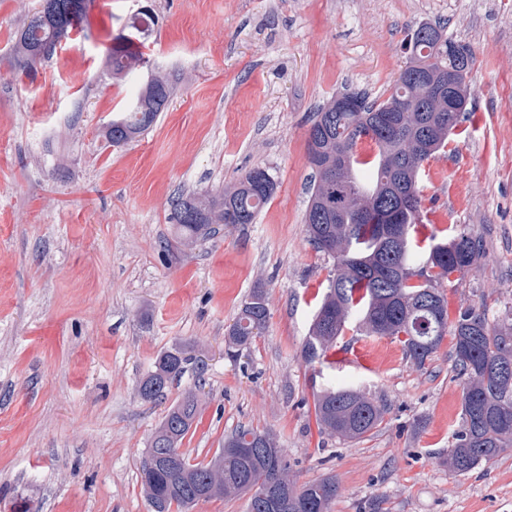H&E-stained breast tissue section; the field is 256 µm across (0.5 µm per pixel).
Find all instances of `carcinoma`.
<instances>
[{
  "instance_id": "obj_1",
  "label": "carcinoma",
  "mask_w": 512,
  "mask_h": 512,
  "mask_svg": "<svg viewBox=\"0 0 512 512\" xmlns=\"http://www.w3.org/2000/svg\"><path fill=\"white\" fill-rule=\"evenodd\" d=\"M15 36L13 51L18 68L29 73L50 57L70 33L83 29L88 0H44ZM154 17L139 13L113 37L108 60L112 73L125 76L147 64L143 49ZM410 55L401 76L382 102L359 94V111L338 112L328 101L315 113L308 130V160L314 179L307 200L305 224L309 241L336 261L328 289L318 307L301 354L312 365L336 344L349 320L356 316L369 336L401 341L404 353L417 366H425L445 336L454 340V367L464 378L462 427L448 449V465L469 472L512 450V318L493 327L485 314L467 308L448 320V301L438 283L454 273L464 274L481 256L479 243L461 232L429 249L423 267L435 270L424 281L414 280L418 256L413 252L412 230L419 223L422 195L419 188L424 162L441 150L469 112V101L448 111V101L436 98L427 83L405 82L404 74L427 70L452 72L459 53H475L468 45L444 36L443 27L423 23L410 38ZM173 87L165 76H153L137 98L112 119L104 136L114 146L143 134L167 108ZM374 141L376 164L369 181H363L356 155L358 142ZM349 154L348 169L336 173V152ZM266 186L254 185L247 172L235 185L215 193L182 194L173 202L170 222L177 226L183 246L214 235L220 224H252L262 206L275 193L276 183L265 174ZM412 196L416 207L402 214L399 235H388L385 216ZM269 316L264 289L254 288L226 339L227 354L251 343L266 328ZM192 360L183 347L157 356L154 369L141 383L146 400L162 396ZM193 392L170 407L152 437L147 454L178 450L172 467L149 466L143 461L141 482L148 499H158L164 512L172 505L188 509L197 495L209 497L250 494L248 512H274L260 497L269 485L288 512H329L339 493L334 476L297 486L290 465L274 436L240 427L224 438V447L208 463L192 464L180 446L198 415ZM320 428L331 437L360 440L384 420L385 407L353 387L323 388L314 397Z\"/></svg>"
}]
</instances>
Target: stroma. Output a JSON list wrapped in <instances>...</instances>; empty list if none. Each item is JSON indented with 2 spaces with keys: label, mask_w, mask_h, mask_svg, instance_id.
Returning <instances> with one entry per match:
<instances>
[{
  "label": "stroma",
  "mask_w": 512,
  "mask_h": 512,
  "mask_svg": "<svg viewBox=\"0 0 512 512\" xmlns=\"http://www.w3.org/2000/svg\"><path fill=\"white\" fill-rule=\"evenodd\" d=\"M92 0L82 32L33 73L13 38L41 0H0V512H153L140 478L152 435L186 392L181 448L208 462L240 427L275 435L297 483L335 476L330 512H512V453L460 474L446 463L463 379L445 338L425 367L350 322L327 362L301 356L333 258L304 224L315 112L345 92L384 100L408 34L444 26L476 53L469 117L425 164L423 242L464 231L482 259L442 281L449 317L512 315V0ZM147 67L116 78L112 38L141 6ZM174 92L126 145L103 136L154 74ZM260 167L277 188L252 224L187 248L179 194ZM263 287L267 327L238 356L224 337ZM193 359L164 399L139 388L163 351ZM364 389L387 407L364 439L321 434L313 390Z\"/></svg>",
  "instance_id": "35a3bbf8"
}]
</instances>
